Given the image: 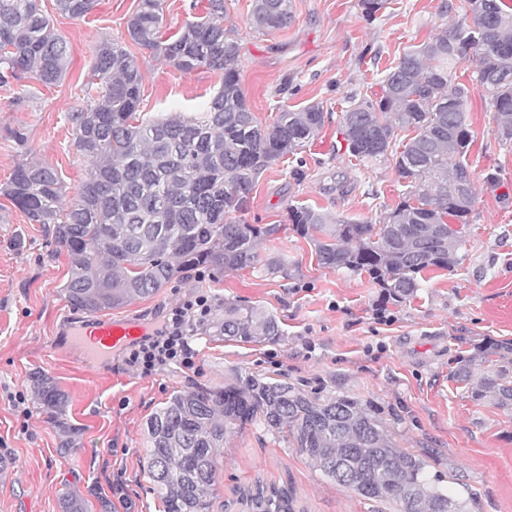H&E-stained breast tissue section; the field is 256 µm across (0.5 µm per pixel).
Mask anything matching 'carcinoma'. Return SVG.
<instances>
[{"mask_svg": "<svg viewBox=\"0 0 512 512\" xmlns=\"http://www.w3.org/2000/svg\"><path fill=\"white\" fill-rule=\"evenodd\" d=\"M97 0H55L59 13L87 16ZM457 21L403 51L380 81L381 96L353 100L339 134L360 162L395 160L399 201L378 222L332 220L308 204L288 207V221L314 246L318 265L366 273L402 303L423 273L451 270L462 236L448 220L470 221L476 196L466 157L474 143L466 103L470 90L455 82L461 61L475 64L497 125L495 136L512 143V6L504 0H464ZM164 0H138L127 21L136 45L190 72H221L219 87L193 115L168 112L145 119L139 110L143 75L137 58L119 42L101 39L82 87L86 105L68 113L77 151L91 167L76 198L66 201L58 172L38 161L18 164L0 194L32 224L52 227L56 247L68 257L61 291L71 306L90 313L120 308L152 296L173 279L204 265L218 272L256 269L286 277L288 264L262 260L258 244L277 225L243 224L258 176L302 149L324 127L318 103L281 109L271 124L247 104L237 69L240 44L224 28L225 0H209L207 14L173 35L162 31ZM291 0H253L251 29L260 34L288 27ZM70 47L37 0H0V88L28 76L51 87L66 75ZM413 136L397 144V132ZM219 336L246 342L283 336L263 309L224 304L212 323ZM512 343L486 342L456 359L452 378L474 401L490 399L512 410ZM481 375L473 378V370ZM47 419L76 448L67 422V395L48 376L32 379ZM260 422L287 433L291 444L336 484L397 512H471L426 464L395 444L385 422L344 395H311L284 380L236 376L222 388L174 392L147 421L145 463L163 512H209L217 496L218 462L230 430ZM248 512H295V489L260 479L239 489Z\"/></svg>", "mask_w": 512, "mask_h": 512, "instance_id": "carcinoma-1", "label": "carcinoma"}]
</instances>
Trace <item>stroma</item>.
Listing matches in <instances>:
<instances>
[{
    "instance_id": "35a3bbf8",
    "label": "stroma",
    "mask_w": 512,
    "mask_h": 512,
    "mask_svg": "<svg viewBox=\"0 0 512 512\" xmlns=\"http://www.w3.org/2000/svg\"><path fill=\"white\" fill-rule=\"evenodd\" d=\"M460 4L387 0L367 21L360 0H292L288 27L260 35L249 24L252 0H226L224 26L241 41L240 83L258 119L272 123L282 107H324L318 136L267 168L239 215L244 224L279 225L261 252L283 259L293 274L195 271L108 315L150 324L206 293L215 318L228 302L274 315L284 331L278 341L242 342L200 327L191 338L198 352L194 371L170 363L144 376L82 361L70 334L90 315L61 292L68 259L57 252L50 228L29 223L0 195V512H62L71 492L84 498L88 512H102L105 499L112 512H162L144 469L148 419L173 391L220 387L238 374L367 403L394 421L396 445L442 475L451 494L473 496L475 512H512V410L471 400L451 377L456 359L478 343L512 342V207L499 200L512 194V144L499 145L495 137L490 107L473 87V63L460 62L455 73L472 88L466 116L475 137L468 162L476 203L451 271L423 282L410 301L393 303L368 275L319 266L312 245L287 220L289 205L303 203L335 218L373 222L397 202L393 162L357 161L337 146L336 129L348 98L378 93L403 48L453 24ZM39 5L68 42L70 62L55 86L26 79L0 89V186L18 163L36 159L58 171L73 198L90 162L77 151L66 116L84 104L80 86L92 46L103 38L130 44L126 22L137 0H98L82 19L58 13L55 0ZM130 46L144 75L145 115L201 111L219 86L220 73H185ZM18 131L26 143L16 141ZM489 172L499 174V188L485 184ZM38 373L67 394L79 448L62 447L59 429L40 411L31 389ZM258 478L292 484L300 512L381 509L325 477L285 434L254 423L226 437L212 512H242L238 492Z\"/></svg>"
}]
</instances>
